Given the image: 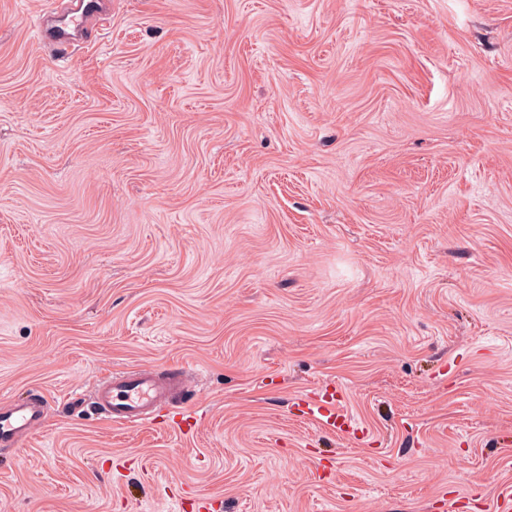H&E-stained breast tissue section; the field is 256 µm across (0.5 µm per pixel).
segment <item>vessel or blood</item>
I'll list each match as a JSON object with an SVG mask.
<instances>
[{
    "label": "vessel or blood",
    "instance_id": "obj_1",
    "mask_svg": "<svg viewBox=\"0 0 512 512\" xmlns=\"http://www.w3.org/2000/svg\"><path fill=\"white\" fill-rule=\"evenodd\" d=\"M77 10L69 23L61 24L56 36L65 40L69 27H84L97 7L91 0H75ZM191 391L189 381L182 372L156 373L143 367L115 370L99 381L93 392V402L98 411L117 426H137L150 421L161 407L181 399L178 416L190 415L191 406L186 401ZM303 416L309 417L324 429L334 433H356L357 423L346 413L338 395L310 393L298 402ZM47 418L45 399H25L0 404V445H17L40 431Z\"/></svg>",
    "mask_w": 512,
    "mask_h": 512
}]
</instances>
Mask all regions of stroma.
I'll list each match as a JSON object with an SVG mask.
<instances>
[{
	"instance_id": "stroma-1",
	"label": "stroma",
	"mask_w": 512,
	"mask_h": 512,
	"mask_svg": "<svg viewBox=\"0 0 512 512\" xmlns=\"http://www.w3.org/2000/svg\"><path fill=\"white\" fill-rule=\"evenodd\" d=\"M0 0V512H492L512 0ZM127 366L197 425H112ZM361 425L300 416L314 387ZM93 0H74L72 2L77 4V10L74 12L68 20H64L63 23L58 27L56 30V37L59 40H66L71 35L68 32L69 26L72 24L76 28L84 27L91 16L96 14L97 11V2L99 0H96V3L93 5V3H89ZM190 384L182 372L175 370L164 375L143 367L113 370L96 385L93 403L113 425L137 426L150 421L158 409L178 397L185 401L176 412L182 419L193 414L186 399L192 392ZM47 418L41 397L9 401L0 406V445H18L40 431Z\"/></svg>"
}]
</instances>
